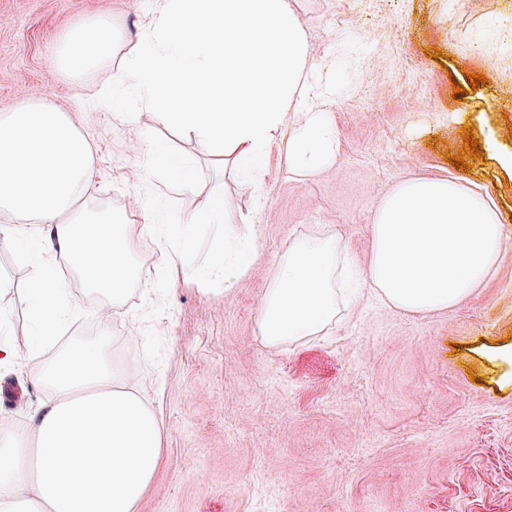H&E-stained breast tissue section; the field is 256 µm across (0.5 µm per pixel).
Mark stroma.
<instances>
[{"instance_id":"35a3bbf8","label":"stroma","mask_w":512,"mask_h":512,"mask_svg":"<svg viewBox=\"0 0 512 512\" xmlns=\"http://www.w3.org/2000/svg\"><path fill=\"white\" fill-rule=\"evenodd\" d=\"M309 54L337 87L325 109L340 151L323 173L272 170L263 209L223 156L161 122L154 111L82 112L78 96L107 82L111 62L81 84L53 80L50 48L86 16L135 34L151 0H0V111L52 93L94 145L82 204L123 207L136 184L126 153L133 128L151 130L195 162V188L173 204L191 219L224 198L254 228L260 260L231 293L176 281L159 295L156 252L137 246L140 279L100 327L91 292L65 280L76 316L44 350L107 335L128 387L144 384L163 424L161 468L138 512H512V40L500 23L512 0H291ZM485 77L472 88L469 77ZM462 95H455V88ZM472 128L481 155L450 165ZM482 191L503 226L505 255L464 303L415 314L362 288L321 336L265 346L260 302L290 244L337 237L367 268L372 226L386 193L420 176ZM30 269L0 237V315L13 342L28 341L23 294ZM50 394L25 365L0 368V429H21Z\"/></svg>"}]
</instances>
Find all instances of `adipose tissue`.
Wrapping results in <instances>:
<instances>
[{"label": "adipose tissue", "mask_w": 512, "mask_h": 512, "mask_svg": "<svg viewBox=\"0 0 512 512\" xmlns=\"http://www.w3.org/2000/svg\"><path fill=\"white\" fill-rule=\"evenodd\" d=\"M121 53L120 77L81 111H157L168 126L217 149L257 203L272 164L291 176L326 170L340 141L324 109L327 87L308 80V43L291 0H152L136 35L103 16L64 29L57 73L77 83ZM138 161L135 199L148 215L168 293L176 271L199 286L232 291L258 261L252 229L227 223L210 197L215 259L185 269L195 228L172 224L165 207L194 189V161L163 148L150 132L127 143ZM0 210L15 220L0 235L20 247L32 273L25 285L32 378L51 399L29 412L24 431L0 432V512H137L163 459V426L139 392L119 386L104 342L83 343L43 360L44 347L75 312L55 264L64 255L90 292L116 304L141 273L135 242L111 215L82 209L92 149L72 117L49 98H20L0 113ZM503 228L485 197L444 177L406 180L381 203L366 283L383 302L411 313L465 302L503 258ZM342 256L334 237L292 243L263 297L256 334L268 346L317 335L336 317ZM36 485V496L23 492Z\"/></svg>", "instance_id": "adipose-tissue-1"}]
</instances>
